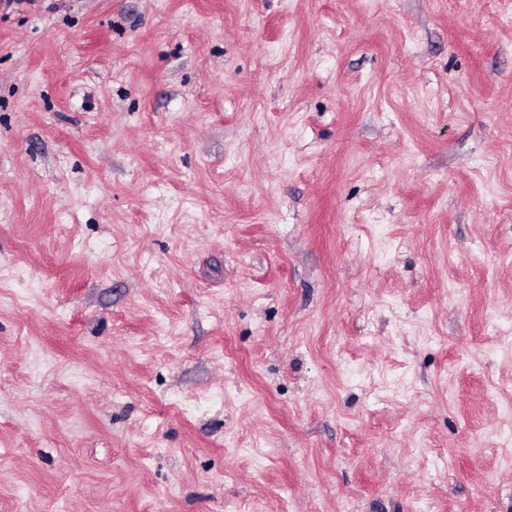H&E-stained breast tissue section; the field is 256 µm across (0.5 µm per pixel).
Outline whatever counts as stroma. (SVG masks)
Segmentation results:
<instances>
[{
  "instance_id": "stroma-1",
  "label": "stroma",
  "mask_w": 512,
  "mask_h": 512,
  "mask_svg": "<svg viewBox=\"0 0 512 512\" xmlns=\"http://www.w3.org/2000/svg\"><path fill=\"white\" fill-rule=\"evenodd\" d=\"M0 512H512V0H0Z\"/></svg>"
}]
</instances>
